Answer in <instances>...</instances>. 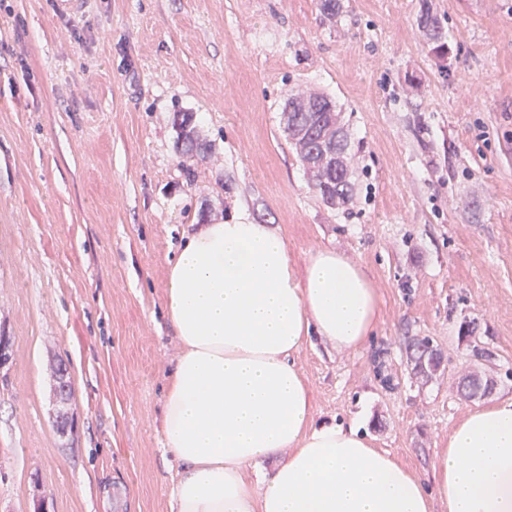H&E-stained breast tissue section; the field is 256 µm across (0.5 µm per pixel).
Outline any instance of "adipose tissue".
Listing matches in <instances>:
<instances>
[{"label":"adipose tissue","mask_w":512,"mask_h":512,"mask_svg":"<svg viewBox=\"0 0 512 512\" xmlns=\"http://www.w3.org/2000/svg\"><path fill=\"white\" fill-rule=\"evenodd\" d=\"M163 304L181 342L164 399V446L183 466L172 512H512V397L456 424L428 485L356 423H314L295 356L374 332L359 262L323 248L299 264L271 225L204 224L170 263Z\"/></svg>","instance_id":"ef3b65f1"}]
</instances>
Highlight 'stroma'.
Listing matches in <instances>:
<instances>
[{
  "label": "stroma",
  "mask_w": 512,
  "mask_h": 512,
  "mask_svg": "<svg viewBox=\"0 0 512 512\" xmlns=\"http://www.w3.org/2000/svg\"><path fill=\"white\" fill-rule=\"evenodd\" d=\"M57 2L0 0V512H171L167 268L186 233L231 218L277 228L296 260L364 266L373 335L296 357L313 420H358L431 478L475 406L458 390L473 346L512 396V0H342L333 18L317 0ZM292 91L336 104L347 206L308 185ZM181 113L206 145L190 157ZM411 336L444 352L431 380Z\"/></svg>",
  "instance_id": "stroma-1"
}]
</instances>
